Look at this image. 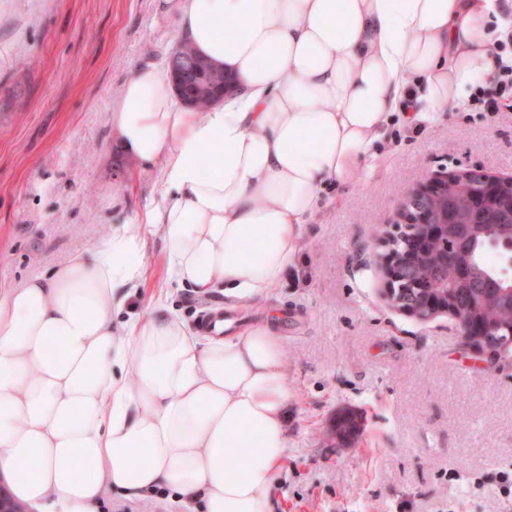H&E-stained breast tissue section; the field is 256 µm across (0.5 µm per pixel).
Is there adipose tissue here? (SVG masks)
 Segmentation results:
<instances>
[{
    "label": "adipose tissue",
    "mask_w": 512,
    "mask_h": 512,
    "mask_svg": "<svg viewBox=\"0 0 512 512\" xmlns=\"http://www.w3.org/2000/svg\"><path fill=\"white\" fill-rule=\"evenodd\" d=\"M183 39L234 80L199 113L168 69L134 72L112 114L162 202L0 289V484L36 512L156 493L200 512H272L290 400L273 322L194 332L174 311L114 321L160 234L197 293L253 299L295 265L330 184L394 114L461 104L497 73L499 0H176Z\"/></svg>",
    "instance_id": "1"
}]
</instances>
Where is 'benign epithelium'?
I'll list each match as a JSON object with an SVG mask.
<instances>
[{
	"mask_svg": "<svg viewBox=\"0 0 512 512\" xmlns=\"http://www.w3.org/2000/svg\"><path fill=\"white\" fill-rule=\"evenodd\" d=\"M168 67L176 96L189 108H197L202 96L212 105L233 93L232 82L217 75L202 58L186 59L177 50ZM489 212L512 223L511 176L482 168L433 172L406 191L395 221L400 232H387L379 239L386 249L380 271L389 306L421 321L448 315L469 347L498 354L512 344L501 339L478 342L485 335L484 325L471 316L469 307L448 297V289L470 288L474 279L472 270L460 262V251L448 247L450 229L475 228ZM431 251L439 256L437 268L424 275L419 272L420 260Z\"/></svg>",
	"mask_w": 512,
	"mask_h": 512,
	"instance_id": "1",
	"label": "benign epithelium"
}]
</instances>
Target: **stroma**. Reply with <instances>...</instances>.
Instances as JSON below:
<instances>
[{"label": "stroma", "instance_id": "stroma-1", "mask_svg": "<svg viewBox=\"0 0 512 512\" xmlns=\"http://www.w3.org/2000/svg\"><path fill=\"white\" fill-rule=\"evenodd\" d=\"M181 36L156 0H0V286L88 252L146 207L160 174L119 145L125 80L166 65ZM512 174V96L486 84L466 107L396 117L347 186L322 194L301 258L277 288L240 302L170 282L159 236L126 307L207 306L237 326L274 320L292 399L291 450L273 512H512V351L469 348L451 317L420 321L381 295L402 194L439 168ZM362 415L339 442L336 419Z\"/></svg>", "mask_w": 512, "mask_h": 512}]
</instances>
